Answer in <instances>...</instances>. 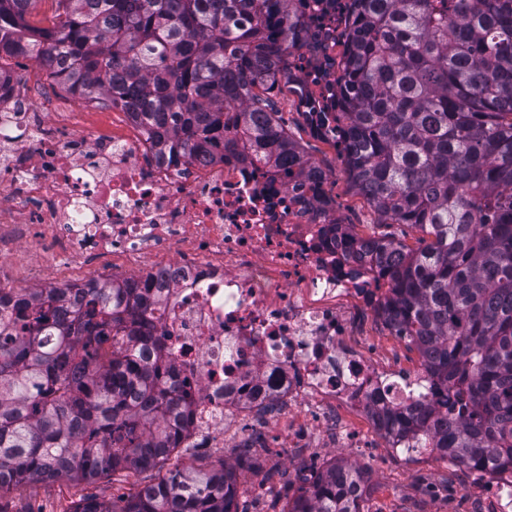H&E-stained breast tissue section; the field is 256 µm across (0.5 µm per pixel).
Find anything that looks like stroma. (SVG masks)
Segmentation results:
<instances>
[{
  "instance_id": "obj_1",
  "label": "stroma",
  "mask_w": 512,
  "mask_h": 512,
  "mask_svg": "<svg viewBox=\"0 0 512 512\" xmlns=\"http://www.w3.org/2000/svg\"><path fill=\"white\" fill-rule=\"evenodd\" d=\"M0 64L13 75L24 78L35 111L43 113L47 121L66 119L84 131L135 135L136 130L124 112L100 102L73 101L67 90L31 58L18 56ZM273 97L293 137L325 171L340 222L347 224L350 232L359 237L384 234L380 216L352 188L344 156L314 135L287 86L275 89ZM1 259L11 264V274L0 280L1 287L50 288L63 283L49 255L25 249L15 238H0ZM348 313L362 334L363 347L372 352L379 367L419 369V354L407 340L393 336L388 328L379 325L357 306H349ZM300 421L298 411L282 407L263 416L246 412L226 422L223 446L184 449L172 457L169 465L113 476L107 474L92 483L25 484L0 497V512H73L80 500L88 496L106 504L131 496L163 477L169 467L196 469L222 462L237 468L243 498L257 501L260 512H267L274 492L283 488L282 482H270V475L285 471L293 476L301 469L319 470L340 457L360 467L369 479L368 496L363 504L365 512H474L475 503L486 493L489 474L455 471L450 463L436 459L425 450L396 454L386 440L378 436L369 437L362 448L340 447L333 436L320 435L315 427L309 428L307 436L289 439V430ZM254 433L262 434L264 443L252 448L256 467L249 470L240 465V447Z\"/></svg>"
}]
</instances>
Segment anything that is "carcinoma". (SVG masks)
<instances>
[{"instance_id":"obj_1","label":"carcinoma","mask_w":512,"mask_h":512,"mask_svg":"<svg viewBox=\"0 0 512 512\" xmlns=\"http://www.w3.org/2000/svg\"><path fill=\"white\" fill-rule=\"evenodd\" d=\"M32 2L0 0V59L28 56L85 99L127 107L155 155L227 149L324 175L268 96L289 82L296 0H57L46 28L29 22ZM358 2L334 116L346 170L383 224L423 234L417 249L370 237L384 315L457 406L377 414L459 470H512V0ZM121 293L126 306L109 308ZM156 306L132 278L16 297L0 323V496L154 468L181 447L188 393L163 354L140 355ZM296 479L279 512H362L347 461ZM236 483L223 463L175 468L117 511L88 497L75 512H256Z\"/></svg>"}]
</instances>
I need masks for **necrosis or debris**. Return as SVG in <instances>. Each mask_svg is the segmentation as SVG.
<instances>
[{
  "label": "necrosis or debris",
  "instance_id": "1",
  "mask_svg": "<svg viewBox=\"0 0 512 512\" xmlns=\"http://www.w3.org/2000/svg\"><path fill=\"white\" fill-rule=\"evenodd\" d=\"M299 44L284 67L301 111L321 122L336 109L355 0H298ZM0 224L23 222L29 247L50 244L69 271L90 257L157 262L140 279L162 305L156 324L173 376L192 400L185 430L212 446L226 416L269 400L304 406L351 447L362 445L341 411L388 431L380 406L432 393L425 370L386 371L353 344L340 300L383 316L387 282L318 210L294 173H270L232 156L179 166L155 163L144 136H88L35 112L21 80L0 83ZM175 251L177 261L163 260Z\"/></svg>",
  "mask_w": 512,
  "mask_h": 512
}]
</instances>
